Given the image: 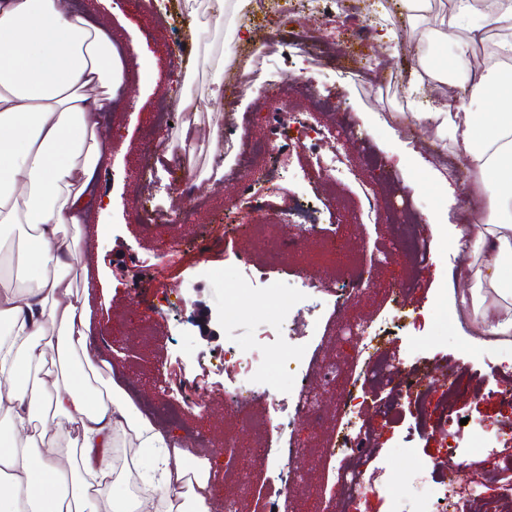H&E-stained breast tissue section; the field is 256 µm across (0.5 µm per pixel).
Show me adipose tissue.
<instances>
[{
	"mask_svg": "<svg viewBox=\"0 0 512 512\" xmlns=\"http://www.w3.org/2000/svg\"><path fill=\"white\" fill-rule=\"evenodd\" d=\"M459 41L450 84L469 70L477 34L512 29L498 13L457 0ZM131 60L108 27L67 0H0V233L24 229L17 270L0 273V512H210L211 464L190 463L168 431L98 370L90 295L99 277L72 259L105 202L98 176L112 146L116 92ZM434 70L413 71L416 121L450 136L472 175L478 232L429 216L431 233L464 257L461 297L482 332L512 336V66L484 67L468 96L425 100ZM153 458L146 495L114 488L125 476L112 451Z\"/></svg>",
	"mask_w": 512,
	"mask_h": 512,
	"instance_id": "1",
	"label": "adipose tissue"
}]
</instances>
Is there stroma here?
I'll return each instance as SVG.
<instances>
[{"mask_svg": "<svg viewBox=\"0 0 512 512\" xmlns=\"http://www.w3.org/2000/svg\"><path fill=\"white\" fill-rule=\"evenodd\" d=\"M81 2L110 21L115 45L140 46L153 66L117 90L118 126L100 176L101 190L112 204L101 217L108 234L87 246L106 282L94 293L90 314L98 359L186 447L214 460L211 512H224L228 499L235 501L237 512H285L288 498L315 502L318 512H423L442 492L452 466L477 488L466 512H484L487 501L512 496V447L498 438L501 428L512 425V348L494 355L475 352L470 345L481 330L458 303L466 291L455 276L462 255L436 241L432 258L412 268L399 247L407 232L429 238L430 215L444 212L449 223L465 221L474 227L483 221L479 211L449 203L441 189L442 183H450L460 196L470 185L452 171L457 159L452 143L441 140L434 127L398 118L416 109L404 75L415 65L420 37L438 27L442 17L453 15L454 0H436L432 9L402 27L383 10L384 0H361L362 13L390 29L386 39L373 31L360 36L306 13H270L244 24L230 12L217 29L208 0H158L152 13L142 7V0ZM303 24L321 37L322 61H315L303 43L280 42L274 54L256 60L251 82L229 92L219 87L209 65L200 64L188 79L183 64L165 53L166 46L179 43L189 56L237 43L247 52L251 46L242 43L241 33L258 26L285 33ZM301 68L309 71L310 80L289 85V73ZM277 83L288 88L286 109L268 121L261 112L262 92ZM187 88L194 95L195 118L205 123L210 136L199 140L194 154L174 153L167 159L155 155L148 175H141L132 160L143 143L150 138L169 142L181 132L177 125H159V102L176 103ZM305 111L319 125L340 133L341 151L361 170L362 179L319 178L316 153L289 148L294 175L271 171L275 205L289 217L276 233L267 227L266 204L240 196L252 175L250 166H233L218 185L202 174L210 162L235 155L240 140L263 142L271 137L273 123L289 122L291 114ZM230 121L237 131L228 137L224 127ZM187 176L194 180L203 210L224 207L234 231L225 233L223 223H215L206 252L158 257L157 232L187 245L198 238L199 219L180 215L176 187ZM368 183L391 189L393 209L374 211L364 189ZM146 212L152 217L148 225L141 221ZM337 232L345 235L349 256L333 263L326 257L325 238ZM283 237L294 248L272 262ZM240 255L270 266L274 278L290 290L287 336L270 360L301 351L314 364L348 369L360 339L343 334V327L371 322L385 329L378 352L381 372L358 381L359 419L354 426L372 459L366 476L378 493L354 491L338 478V470L357 468L356 452L344 450L339 464L324 455L330 439L341 432L335 391L324 392L325 421L315 429L294 415L292 399L300 378L292 370L273 371L267 381L271 396L282 402L279 414H271L262 403L239 414L225 403L224 379L210 371L224 352L225 309L239 313L250 327L278 309L274 296L238 288ZM304 280L316 284L306 297L298 292ZM390 280L402 281L405 295L417 299L410 316H398L384 293L383 285ZM329 321L334 330L319 340L318 327ZM398 368L427 374L435 390L419 398L400 390L387 379ZM452 369L465 376L466 386L450 404L437 381ZM180 388L192 390L198 406L175 415L169 404ZM444 405L463 421L449 438L425 422L427 411ZM475 421L496 437L493 453L465 452ZM275 426L282 431V446L304 451L299 460L302 476L290 484L276 459L248 456L234 461L226 446L230 437L245 441ZM415 471L422 472L423 484L410 481Z\"/></svg>", "mask_w": 512, "mask_h": 512, "instance_id": "1", "label": "stroma"}]
</instances>
